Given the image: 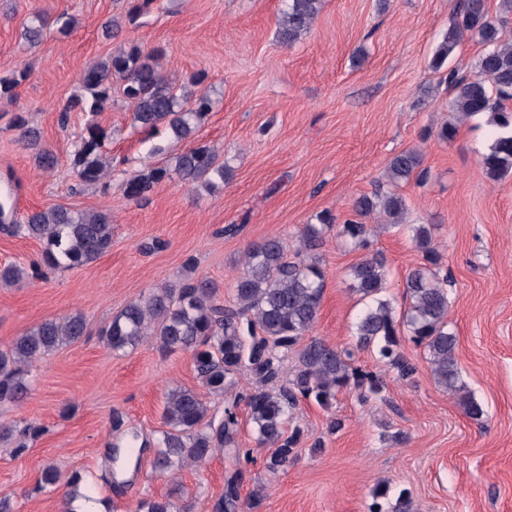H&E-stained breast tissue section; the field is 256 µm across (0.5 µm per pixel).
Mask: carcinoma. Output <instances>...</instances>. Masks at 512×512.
I'll return each mask as SVG.
<instances>
[{"instance_id": "carcinoma-1", "label": "carcinoma", "mask_w": 512, "mask_h": 512, "mask_svg": "<svg viewBox=\"0 0 512 512\" xmlns=\"http://www.w3.org/2000/svg\"><path fill=\"white\" fill-rule=\"evenodd\" d=\"M156 0H131L125 15L104 22L106 37L115 38L124 22H133L150 11ZM323 7V0H287L277 20L281 43L293 45L310 29ZM74 20L34 16L24 29L31 44L42 41L55 30L69 33ZM512 24V0H500L498 13L491 16L484 0H461L451 29L434 59L439 70L459 41L468 34L485 46L474 71L446 73L448 109L463 119L487 116L493 128L492 142L481 159L483 172L492 180L512 173V110L504 102L512 100V39L504 30ZM162 50L149 52L133 45L120 48L101 60L90 63L82 72L81 92L70 97L63 109L87 115L85 130L75 144L70 166L87 185L99 183L112 170V159L104 152L106 134L97 122L99 113L112 106L118 92L131 106L134 130L149 136L165 132L184 148L166 163L150 166L123 180L120 189L131 200H145L165 180L177 179L194 188L213 189L224 182L230 169L218 162L216 150L196 136L204 115L215 101L207 74L200 71L180 83L166 76L159 67ZM25 72L0 78V100L14 101ZM17 141L34 150L36 166L52 170L57 156L39 146L36 130L22 115L14 119ZM420 166L416 152L403 151L388 164L389 188L378 187L352 204V213L367 217L375 212L398 225L407 205L395 187L413 176ZM0 230L45 242L41 262L29 266L9 264L0 268V284L12 285L37 279L41 269L73 268L90 263L112 249V215L104 210L75 211L57 205L35 209L21 224H0ZM336 236L359 247L368 245L371 225L354 219L337 223L336 216L323 213L318 223L305 224L298 231L300 249L288 259L287 242L271 236L250 245L244 252L242 268L233 281V304L217 302L219 285L207 277L187 275L154 289L146 296L129 301L112 315L102 329V340L114 351L133 348L150 339L168 352L192 351L194 369L208 393L222 396L235 388L236 378L245 387L236 392L224 408L220 422L209 416L210 408L196 391L180 388L171 391L164 405L166 429L151 441L139 440L132 432L125 452L137 458L142 449L154 450L152 467L165 474L187 466L200 467L216 453L224 452L240 462L238 408L244 407L252 424L255 442L268 449L264 467L270 473L283 471L293 463L304 431L291 426L292 415L302 402L329 410L339 393L353 391L366 403L382 398L383 377L355 364L353 352L311 337L323 300L325 273L315 250L325 235ZM410 232L424 263L407 271L403 296L407 307L397 316L391 301L383 297L388 268L383 259L365 258L350 270L354 290L370 300L356 323L360 350H375L400 380L411 379L416 365L403 353L402 342L409 339L422 347L435 383L456 399L463 412L479 421L482 405L461 379L456 359L457 336L448 329V274L443 272L442 255L433 244L430 225L412 224ZM88 323L79 311L50 318L21 332L0 350V404H17L31 389V367L41 356L86 335ZM295 352L293 369L286 368L288 353ZM42 434L32 425L17 431L0 425V439L18 435L35 440ZM241 471L233 469L224 482V496L215 512H235L259 508L262 490H252L241 498ZM369 512H413L411 491L391 496L385 482L372 489ZM136 512H178L171 497L138 502Z\"/></svg>"}]
</instances>
